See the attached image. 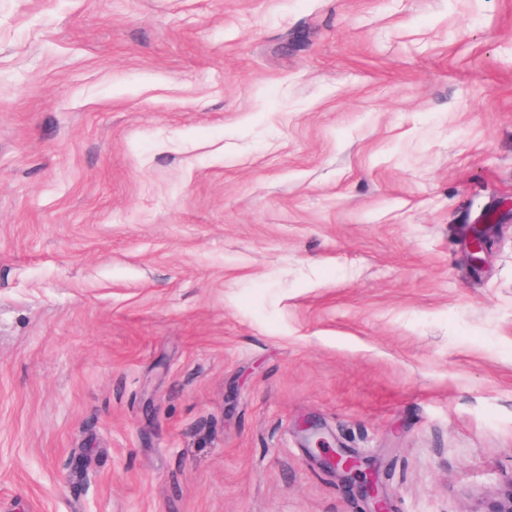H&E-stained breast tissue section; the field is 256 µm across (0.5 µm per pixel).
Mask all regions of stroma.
I'll return each instance as SVG.
<instances>
[{"instance_id": "obj_1", "label": "stroma", "mask_w": 512, "mask_h": 512, "mask_svg": "<svg viewBox=\"0 0 512 512\" xmlns=\"http://www.w3.org/2000/svg\"><path fill=\"white\" fill-rule=\"evenodd\" d=\"M509 197L512 0H0V512H491ZM474 228H480V233L474 232ZM465 249L470 264L474 267H482L485 257L491 249V239L488 230L482 226H474L465 233ZM324 467L344 480L356 485L362 497L368 502V512H390L389 499L384 493L376 472L363 458L344 451L333 449L324 459Z\"/></svg>"}]
</instances>
